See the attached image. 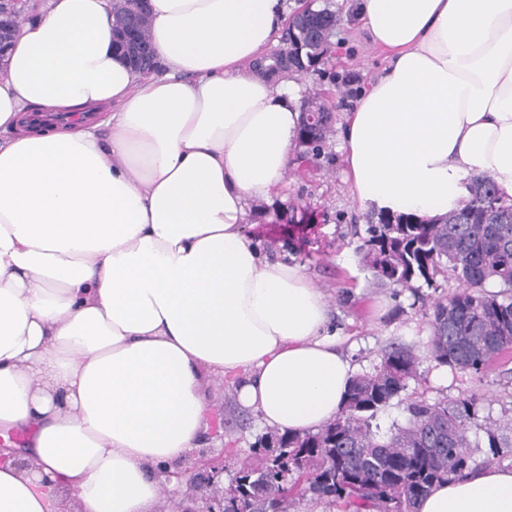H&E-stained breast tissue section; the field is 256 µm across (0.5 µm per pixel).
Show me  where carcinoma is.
<instances>
[{
	"label": "carcinoma",
	"instance_id": "1",
	"mask_svg": "<svg viewBox=\"0 0 512 512\" xmlns=\"http://www.w3.org/2000/svg\"><path fill=\"white\" fill-rule=\"evenodd\" d=\"M329 46L307 32L286 29L279 52H294L291 70L308 72ZM329 130L300 135L301 158L321 154ZM464 205L434 219L374 213L358 251L378 286L396 285L429 303L428 357L453 373L479 375L512 348V203L494 182L475 178ZM453 278L459 288L431 297L424 289ZM416 348L392 341L371 370L356 375L336 418L317 433L267 432L235 474L236 512H266L295 496L334 498L352 512H416L434 485L466 470L512 458V419L491 424L469 391L433 401L407 397L408 418L388 431L373 428L378 414L416 380ZM489 455L479 464L478 432ZM289 468L308 492L280 482Z\"/></svg>",
	"mask_w": 512,
	"mask_h": 512
}]
</instances>
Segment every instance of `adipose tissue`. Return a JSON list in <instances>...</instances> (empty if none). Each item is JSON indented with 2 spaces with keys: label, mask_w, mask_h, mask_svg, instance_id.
Returning <instances> with one entry per match:
<instances>
[{
  "label": "adipose tissue",
  "mask_w": 512,
  "mask_h": 512,
  "mask_svg": "<svg viewBox=\"0 0 512 512\" xmlns=\"http://www.w3.org/2000/svg\"><path fill=\"white\" fill-rule=\"evenodd\" d=\"M151 5L161 74L116 51L108 0H33L0 67V512H155L210 381L314 433L357 374L323 291L245 230L296 164L302 88L252 70L283 0ZM356 9L385 59L342 115L358 205L432 218L479 176L512 201V0ZM417 512H512V469Z\"/></svg>",
  "instance_id": "1"
}]
</instances>
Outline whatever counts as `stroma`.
<instances>
[{
  "label": "stroma",
  "instance_id": "stroma-1",
  "mask_svg": "<svg viewBox=\"0 0 512 512\" xmlns=\"http://www.w3.org/2000/svg\"><path fill=\"white\" fill-rule=\"evenodd\" d=\"M340 16L330 42L332 51L318 71L295 74L304 96L329 97L340 111L350 109L359 92L382 70L385 61L360 34L353 0H329ZM340 127L332 125L325 155L308 168L290 169L284 197L252 205V233L270 251L304 266L327 294L331 323L340 334L353 335L345 351L358 371L368 370L385 346L400 341L425 351L429 340L427 306L407 290L377 286L364 270L356 251L355 227L365 226L344 178ZM414 390L427 399L456 396L468 390L481 399V416L494 420L512 416V353L493 362L481 377L454 374L423 361ZM206 398L224 416V434H206L197 459L224 458V476L232 478L241 459L250 454L264 428L251 412L241 408L233 387L210 382Z\"/></svg>",
  "mask_w": 512,
  "mask_h": 512
}]
</instances>
